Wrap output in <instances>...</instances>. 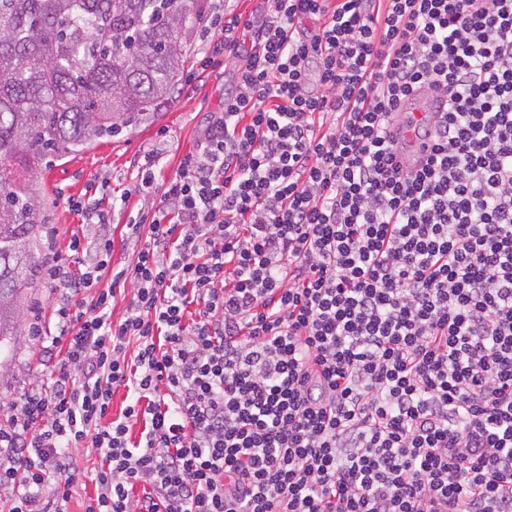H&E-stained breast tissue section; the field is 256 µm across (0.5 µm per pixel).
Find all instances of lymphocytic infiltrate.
Masks as SVG:
<instances>
[{"instance_id":"lymphocytic-infiltrate-1","label":"lymphocytic infiltrate","mask_w":512,"mask_h":512,"mask_svg":"<svg viewBox=\"0 0 512 512\" xmlns=\"http://www.w3.org/2000/svg\"><path fill=\"white\" fill-rule=\"evenodd\" d=\"M210 27L234 85L171 178L144 155L162 192L111 288L107 213L67 201L87 232L47 264L57 335L29 325L52 381L0 427L10 512H68L45 477L87 444L85 512H512V0H259ZM440 89L402 169L390 125ZM446 97L443 94H412L401 106V112H414L416 119L428 114L431 118H438L444 112Z\"/></svg>"}]
</instances>
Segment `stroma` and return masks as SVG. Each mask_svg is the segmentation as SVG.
Masks as SVG:
<instances>
[{
	"instance_id": "35a3bbf8",
	"label": "stroma",
	"mask_w": 512,
	"mask_h": 512,
	"mask_svg": "<svg viewBox=\"0 0 512 512\" xmlns=\"http://www.w3.org/2000/svg\"><path fill=\"white\" fill-rule=\"evenodd\" d=\"M208 43L205 26H198L187 52L184 77L158 116L124 128L112 140L42 170L39 180L45 189L50 222L40 231L41 243L50 242L56 251H66L72 232L81 223L80 216L69 210L67 197L84 194L90 184L105 176L109 183L101 207L111 219V266L118 271L131 265L136 245L126 235L129 217L140 211H153L160 198L156 191L135 192L138 159L146 152H154L159 157L157 179L171 177L180 158L200 144L208 113L221 111L224 94L232 88L231 73L204 69ZM49 380L50 371L42 364L41 345L29 334H21L16 344L0 350V409L8 408L32 383ZM74 456L79 475L71 489L68 510L84 512L97 492L93 478L100 456L88 448L75 451Z\"/></svg>"
}]
</instances>
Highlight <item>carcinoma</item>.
I'll return each instance as SVG.
<instances>
[{
  "mask_svg": "<svg viewBox=\"0 0 512 512\" xmlns=\"http://www.w3.org/2000/svg\"><path fill=\"white\" fill-rule=\"evenodd\" d=\"M206 0H0V346L47 262L37 177L153 117Z\"/></svg>",
  "mask_w": 512,
  "mask_h": 512,
  "instance_id": "carcinoma-1",
  "label": "carcinoma"
}]
</instances>
